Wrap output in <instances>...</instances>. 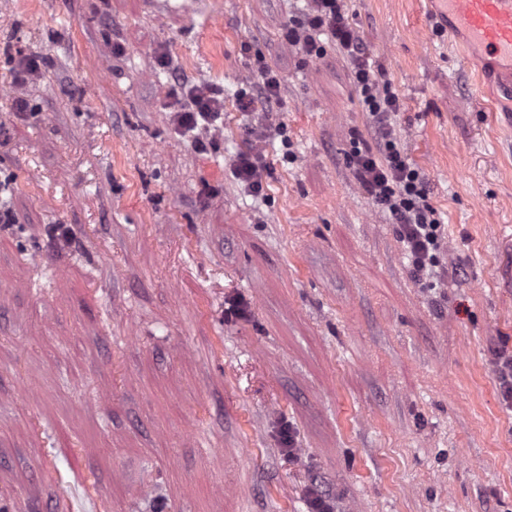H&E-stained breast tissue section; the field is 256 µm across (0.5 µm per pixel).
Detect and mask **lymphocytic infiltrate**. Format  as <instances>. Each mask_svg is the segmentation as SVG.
I'll return each mask as SVG.
<instances>
[{"instance_id":"f902f5d3","label":"lymphocytic infiltrate","mask_w":512,"mask_h":512,"mask_svg":"<svg viewBox=\"0 0 512 512\" xmlns=\"http://www.w3.org/2000/svg\"><path fill=\"white\" fill-rule=\"evenodd\" d=\"M283 39L310 57L322 55V43L327 40L349 61L361 107L370 119V131L352 132L347 162L373 203L398 224L415 276L432 273L444 247L441 217L429 201L424 176L400 145L395 116L403 107L402 98L386 79L384 66L372 58L349 17L346 0H309L305 12L284 27ZM254 72L257 93L239 98L238 105L244 111L259 105L271 109L281 77L259 53L254 56ZM183 96L188 104L176 113L175 127L181 135H195L197 148H204L201 134L215 127L224 103L210 89L197 84L184 85ZM232 174L258 196L263 194L271 170L264 155L251 147L237 155Z\"/></svg>"}]
</instances>
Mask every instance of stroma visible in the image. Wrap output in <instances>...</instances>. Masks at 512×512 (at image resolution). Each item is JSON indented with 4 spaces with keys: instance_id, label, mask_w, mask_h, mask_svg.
I'll list each match as a JSON object with an SVG mask.
<instances>
[{
    "instance_id": "35a3bbf8",
    "label": "stroma",
    "mask_w": 512,
    "mask_h": 512,
    "mask_svg": "<svg viewBox=\"0 0 512 512\" xmlns=\"http://www.w3.org/2000/svg\"><path fill=\"white\" fill-rule=\"evenodd\" d=\"M303 7L0 0V47L44 61L19 86L0 54V512H95L61 486L78 473L107 512H308L311 488L335 512H512L490 366L512 349V100L426 0H349L444 220L415 279L346 162L349 62L283 41ZM256 52L271 112L238 108ZM183 80L224 97L203 152L171 122ZM250 146L258 199L231 173Z\"/></svg>"
}]
</instances>
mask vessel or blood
Returning <instances> with one entry per match:
<instances>
[{"label": "vessel or blood", "instance_id": "obj_1", "mask_svg": "<svg viewBox=\"0 0 512 512\" xmlns=\"http://www.w3.org/2000/svg\"><path fill=\"white\" fill-rule=\"evenodd\" d=\"M442 25L468 50L492 64L503 91L512 95V0H433Z\"/></svg>", "mask_w": 512, "mask_h": 512}]
</instances>
